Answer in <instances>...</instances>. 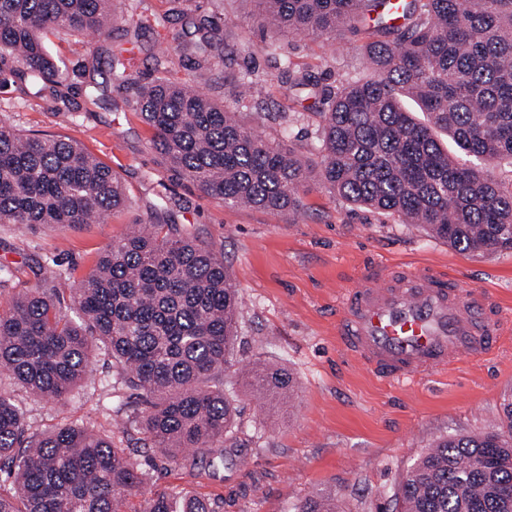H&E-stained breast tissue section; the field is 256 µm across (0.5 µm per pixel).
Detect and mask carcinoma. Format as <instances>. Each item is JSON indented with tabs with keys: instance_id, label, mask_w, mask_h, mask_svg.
I'll use <instances>...</instances> for the list:
<instances>
[{
	"instance_id": "cac0c4a2",
	"label": "carcinoma",
	"mask_w": 512,
	"mask_h": 512,
	"mask_svg": "<svg viewBox=\"0 0 512 512\" xmlns=\"http://www.w3.org/2000/svg\"><path fill=\"white\" fill-rule=\"evenodd\" d=\"M252 15L287 38L336 43L347 29L373 23L363 46L369 80H350L320 100L316 174L334 194L369 210L418 224L461 251L512 252V182L489 165L512 167V0H249ZM114 0H0V84L72 103L68 74L48 53L50 35H103ZM194 46L207 63L222 40L205 19ZM291 87L295 76L276 43ZM170 53L154 55L152 75L120 88L154 131L153 149L171 180L227 207L292 211L308 171L293 148L274 145L240 124L255 108L258 78L234 76L232 105H219L169 77ZM414 100L428 123L403 106ZM445 131L472 164L452 159L435 137ZM127 204L112 170L79 144L23 135L0 121V224H102ZM36 283L0 311V371L47 403L64 400L104 350L123 372L113 389L140 390L139 421L150 447L170 461L192 450L212 469L224 462L237 408L224 390L233 365L238 294L224 260L188 237L139 230L112 243L80 286L58 287L61 273L41 267ZM250 384L269 405L290 397L293 374L262 365ZM499 427L435 442L399 490L403 512H512V401ZM0 512H128L126 499L145 473L112 437L67 423L28 432L23 412L0 395ZM137 512H219V505L177 487L156 491ZM297 512H343L334 494L304 499Z\"/></svg>"
}]
</instances>
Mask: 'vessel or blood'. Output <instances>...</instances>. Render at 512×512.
I'll return each instance as SVG.
<instances>
[{
  "instance_id": "1",
  "label": "vessel or blood",
  "mask_w": 512,
  "mask_h": 512,
  "mask_svg": "<svg viewBox=\"0 0 512 512\" xmlns=\"http://www.w3.org/2000/svg\"><path fill=\"white\" fill-rule=\"evenodd\" d=\"M487 303L435 273L393 269L377 285L340 294L337 331L373 372L410 387L461 355L486 353L512 325L504 311L484 315Z\"/></svg>"
}]
</instances>
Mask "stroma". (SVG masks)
Returning <instances> with one entry per match:
<instances>
[{
    "label": "stroma",
    "mask_w": 512,
    "mask_h": 512,
    "mask_svg": "<svg viewBox=\"0 0 512 512\" xmlns=\"http://www.w3.org/2000/svg\"><path fill=\"white\" fill-rule=\"evenodd\" d=\"M145 23L166 19L162 34L133 37L122 24L89 38L90 55H72L70 36L49 37L77 80L95 81L96 105L70 114L45 99L0 89V119L26 134L68 138L121 179L128 206L106 223L78 227L0 224V311L35 283L38 265L59 267L62 285L74 287L109 246L136 224L177 229L222 257L240 299L235 364L224 373L238 415L235 433L245 453L225 454L217 471L178 466L146 447L135 418L147 410L141 392L111 395L115 369L98 354L89 375L65 400L43 404L0 374V394L22 407L30 432L78 423L111 435L146 473L145 491L183 488L214 500L220 512H296L305 498L337 492L344 512H394L395 494L418 457L435 441L496 425L512 395V332L485 357L459 358L404 391L373 374L336 331L339 292L377 284L384 268L412 266L485 291L512 311V254L460 251L416 224L356 208L317 180L305 183L298 212L229 208L201 192L172 183L152 148L153 131L130 95L112 81L111 55L126 60L128 78L149 76L158 37L171 45L175 78L194 81L213 100L232 101L233 75L260 78L258 110L243 121L268 142L317 158V108L296 97L287 76L265 52L272 34L253 17L247 0H135ZM212 18L223 32L224 60L197 65L186 46L192 22ZM366 29L346 32L337 46L303 38L281 41L296 71L330 93L355 77L372 76L360 48ZM283 366L297 381L292 406L264 411V397L239 380L256 362Z\"/></svg>",
    "instance_id": "35a3bbf8"
}]
</instances>
